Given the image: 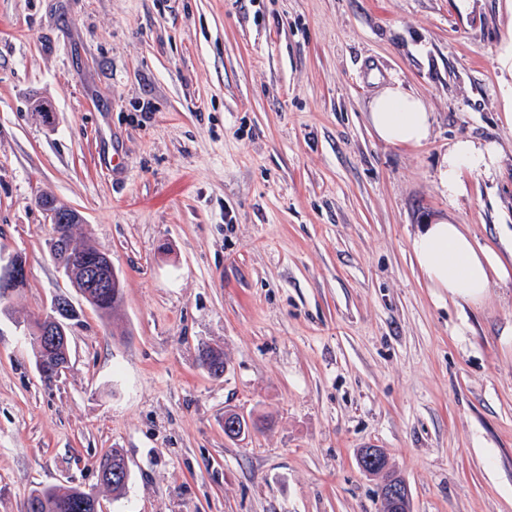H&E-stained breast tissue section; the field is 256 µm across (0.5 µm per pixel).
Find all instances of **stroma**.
Returning a JSON list of instances; mask_svg holds the SVG:
<instances>
[{"label":"stroma","instance_id":"35a3bbf8","mask_svg":"<svg viewBox=\"0 0 512 512\" xmlns=\"http://www.w3.org/2000/svg\"><path fill=\"white\" fill-rule=\"evenodd\" d=\"M510 55L512 0H0V253L29 274L0 316V512L51 485L106 512H383L363 448L412 512H512V280L458 305L409 248L446 216L512 249ZM396 81L421 145L368 123ZM464 138L498 161L452 196ZM43 195L111 255L119 323L51 259ZM60 294L80 317L48 386L18 323ZM230 409L260 430L226 438ZM368 121L377 138L395 147L419 145L432 128V114L423 100L400 82L383 87L370 101ZM498 147L491 143H477L458 140L448 150V158L439 169L440 185L449 195L457 194L462 188L464 170L482 169L489 171L495 163ZM125 461L124 454L119 448L112 449L111 452L103 455L97 462L98 476L100 471H109L112 475V481L120 479L122 482L127 483L129 478V467L128 463L122 469H116L112 472L115 467H120ZM113 473V474H112Z\"/></svg>","mask_w":512,"mask_h":512}]
</instances>
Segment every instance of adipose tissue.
Returning <instances> with one entry per match:
<instances>
[{"mask_svg":"<svg viewBox=\"0 0 512 512\" xmlns=\"http://www.w3.org/2000/svg\"><path fill=\"white\" fill-rule=\"evenodd\" d=\"M368 121L380 141L395 147L421 144L432 128V114L423 100L398 82L372 98ZM497 155V145L457 141L439 169L441 186L457 194L464 170H490ZM410 248L428 287L466 304L481 303L493 280L512 278V256L476 248L464 226L445 217L422 225L411 238Z\"/></svg>","mask_w":512,"mask_h":512,"instance_id":"adipose-tissue-1","label":"adipose tissue"}]
</instances>
